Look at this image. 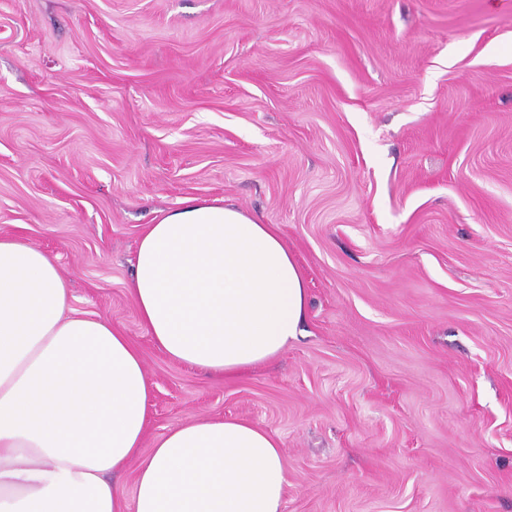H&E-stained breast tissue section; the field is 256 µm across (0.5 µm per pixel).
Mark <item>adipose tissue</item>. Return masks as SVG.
<instances>
[{
    "mask_svg": "<svg viewBox=\"0 0 512 512\" xmlns=\"http://www.w3.org/2000/svg\"><path fill=\"white\" fill-rule=\"evenodd\" d=\"M128 292L171 359L231 376L298 336L307 287L275 225L188 198L144 229ZM48 252L0 234V512H281L277 438L242 419L142 445L152 382L111 322L69 306ZM133 469L132 491L112 481Z\"/></svg>",
    "mask_w": 512,
    "mask_h": 512,
    "instance_id": "1",
    "label": "adipose tissue"
}]
</instances>
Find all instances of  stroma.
<instances>
[{
	"instance_id": "1",
	"label": "stroma",
	"mask_w": 512,
	"mask_h": 512,
	"mask_svg": "<svg viewBox=\"0 0 512 512\" xmlns=\"http://www.w3.org/2000/svg\"><path fill=\"white\" fill-rule=\"evenodd\" d=\"M186 198L276 225L300 336L230 377L128 293ZM0 234L153 382L280 442L283 512H512V0H0Z\"/></svg>"
}]
</instances>
